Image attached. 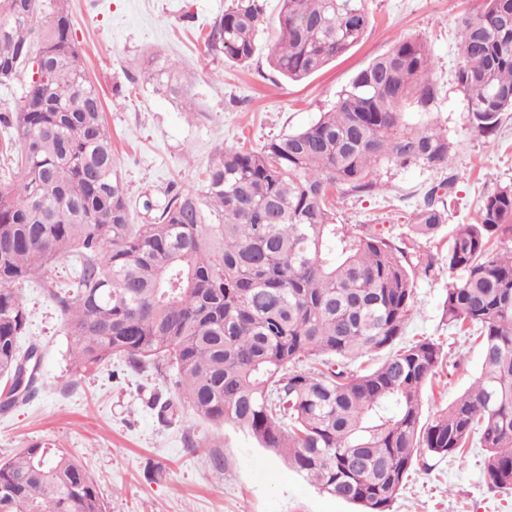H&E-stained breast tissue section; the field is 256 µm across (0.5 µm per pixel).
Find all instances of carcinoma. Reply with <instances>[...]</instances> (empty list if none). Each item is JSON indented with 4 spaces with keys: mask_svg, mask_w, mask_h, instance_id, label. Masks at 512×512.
Here are the masks:
<instances>
[{
    "mask_svg": "<svg viewBox=\"0 0 512 512\" xmlns=\"http://www.w3.org/2000/svg\"><path fill=\"white\" fill-rule=\"evenodd\" d=\"M274 70L291 81L318 73L362 39L367 0H280ZM265 0H230L205 47L239 67L257 49ZM457 84L473 127L491 134L512 112V0H483L462 19ZM38 56L47 79L25 76ZM433 59L402 40L359 70L308 127L258 149L219 151L198 186L171 183L146 199L150 222L131 223L96 86L88 80L68 0H0V85L21 95L0 116L18 145V183L0 187V382L26 376L37 390L40 345L17 347L26 312L18 294L41 279L64 317L75 367L114 355L135 368L165 362L178 401L231 423L329 496L360 512H392L421 455L486 450L484 478L512 489V185L485 196L474 224L448 234L452 277L442 318L482 345L479 377L421 420L423 390L443 363L425 337L394 345L412 315L416 280L432 254L336 223V195L375 189L381 163L444 168L453 144L436 127H402V108L431 112ZM155 89L186 94L174 65L150 73ZM448 178L430 188L408 239L447 224ZM217 220L206 223L207 216ZM72 258L61 287L52 265ZM389 350L376 366L349 362ZM0 512H106L73 456L34 443L0 461Z\"/></svg>",
    "mask_w": 512,
    "mask_h": 512,
    "instance_id": "carcinoma-1",
    "label": "carcinoma"
}]
</instances>
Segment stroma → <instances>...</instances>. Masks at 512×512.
<instances>
[{
  "label": "stroma",
  "mask_w": 512,
  "mask_h": 512,
  "mask_svg": "<svg viewBox=\"0 0 512 512\" xmlns=\"http://www.w3.org/2000/svg\"><path fill=\"white\" fill-rule=\"evenodd\" d=\"M228 0H71L74 38L103 100L115 163L132 221L145 223L146 198L170 183L198 184L214 153L259 147L303 129L335 103L357 71L397 41L419 37L434 57L438 89L432 111L406 108L403 123L437 122L454 145L450 168L383 164L369 194L336 203V221L406 238L410 220L432 186L454 178L449 225L475 222L481 199L512 184V113L494 134L470 123L456 83L462 62L458 30L480 0H369L372 22L363 40L321 72L290 81L269 65L278 0H267L265 29L248 67L207 51L204 38ZM175 64L188 80L185 109L154 90L146 62ZM447 275L416 282L406 337L443 341L445 362L422 393L423 418L467 390L480 373L481 350L449 330L441 316ZM27 312L20 347L42 346V386L27 401L0 411V461L48 441L91 473L106 512H356L322 493L232 424L216 426L186 403L160 416L175 400V372L164 364L133 369L113 356L75 371L60 310L39 281L20 285ZM485 452L460 458L423 457L393 504V512H512V489H491L483 476Z\"/></svg>",
  "instance_id": "1"
}]
</instances>
